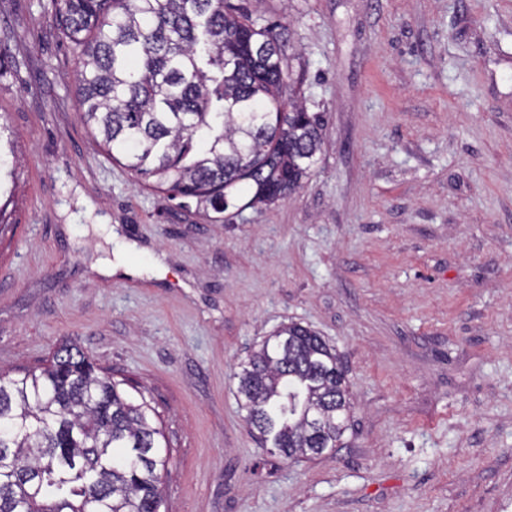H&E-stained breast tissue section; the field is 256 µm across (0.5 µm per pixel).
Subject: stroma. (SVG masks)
<instances>
[{"mask_svg": "<svg viewBox=\"0 0 512 512\" xmlns=\"http://www.w3.org/2000/svg\"><path fill=\"white\" fill-rule=\"evenodd\" d=\"M231 2L288 27L325 146L220 224L102 152L51 0H0V370L67 344L142 392L161 512H512V0ZM127 242L132 272L102 276ZM292 321L354 401L341 448L298 462L257 444L233 377Z\"/></svg>", "mask_w": 512, "mask_h": 512, "instance_id": "stroma-1", "label": "stroma"}]
</instances>
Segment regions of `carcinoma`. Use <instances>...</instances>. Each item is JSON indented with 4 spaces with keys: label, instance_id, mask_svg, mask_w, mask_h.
<instances>
[{
    "label": "carcinoma",
    "instance_id": "carcinoma-1",
    "mask_svg": "<svg viewBox=\"0 0 512 512\" xmlns=\"http://www.w3.org/2000/svg\"><path fill=\"white\" fill-rule=\"evenodd\" d=\"M79 58L81 117L145 190L225 223L289 197L320 161L325 120L296 96L279 25L228 0H52ZM249 431L288 461L342 445L353 408L336 348L290 322L239 364ZM78 348L0 372V512H159L168 444Z\"/></svg>",
    "mask_w": 512,
    "mask_h": 512
}]
</instances>
